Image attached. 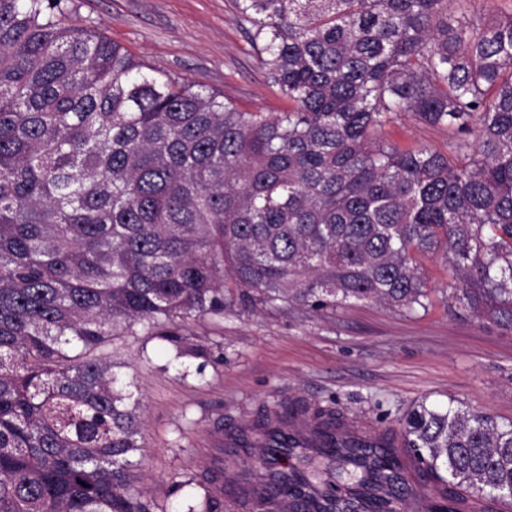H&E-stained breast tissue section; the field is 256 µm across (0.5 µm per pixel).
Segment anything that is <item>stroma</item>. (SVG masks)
Masks as SVG:
<instances>
[{
    "mask_svg": "<svg viewBox=\"0 0 512 512\" xmlns=\"http://www.w3.org/2000/svg\"><path fill=\"white\" fill-rule=\"evenodd\" d=\"M73 14L145 64L202 84L249 112L284 107L257 68L232 0H72ZM404 148L448 149L446 130L399 117L379 134ZM428 311L362 303L326 313L234 307L193 324L212 358H176L165 342L117 328L104 355L138 400L142 456L130 479L150 512H188L174 482L225 469L253 484L245 454L213 456L211 437L255 428L275 405L337 403L352 420L396 428L415 403H456L512 421V336L448 305L443 256L423 259Z\"/></svg>",
    "mask_w": 512,
    "mask_h": 512,
    "instance_id": "stroma-1",
    "label": "stroma"
}]
</instances>
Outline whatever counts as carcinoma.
Returning a JSON list of instances; mask_svg holds the SVG:
<instances>
[{"mask_svg": "<svg viewBox=\"0 0 512 512\" xmlns=\"http://www.w3.org/2000/svg\"><path fill=\"white\" fill-rule=\"evenodd\" d=\"M288 110L248 112L155 76L71 18L70 0H0V512H150L130 481L136 405L98 351L117 325L208 358L183 331L244 307L431 305L421 258L448 264V303L512 335V7L478 0H233ZM448 130V152L400 150L395 116ZM342 417L266 412L275 426ZM402 433L441 489L512 500V422L414 405ZM363 472L333 484L291 464L268 488L318 510L348 492L397 512L400 463L308 448ZM219 475L175 483L217 512Z\"/></svg>", "mask_w": 512, "mask_h": 512, "instance_id": "carcinoma-1", "label": "carcinoma"}]
</instances>
